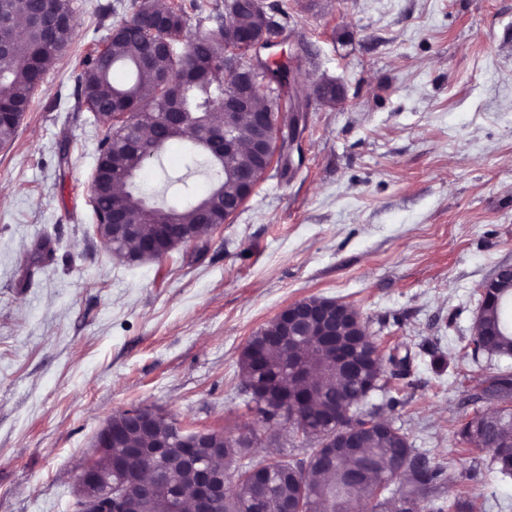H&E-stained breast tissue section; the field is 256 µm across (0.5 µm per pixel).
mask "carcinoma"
<instances>
[{"label":"carcinoma","mask_w":512,"mask_h":512,"mask_svg":"<svg viewBox=\"0 0 512 512\" xmlns=\"http://www.w3.org/2000/svg\"><path fill=\"white\" fill-rule=\"evenodd\" d=\"M0 10L13 23L57 20L73 15L71 0H3ZM224 15L216 28L191 35L187 29V12L181 5L160 4L158 0H140L133 16L118 23L105 45L84 62L78 78L80 98L96 120L109 125L98 158L102 171L96 193L97 217L112 210V200L124 201L140 234L152 236L163 224H178L191 239L199 237L212 224H222L224 214L219 201L239 196L243 189L234 173L241 167L264 170V164L252 153L242 151L210 159L207 173L209 191L198 198L189 197L177 205L150 207L136 182L126 183V175L139 174L155 160L161 149L184 138V132L156 121L160 113L171 111L168 93L161 78L169 75L183 80L182 110L191 113L196 122L197 140L224 132V109L221 100L226 89L248 74L224 72V53L230 47L247 51V36L260 31L266 16L263 8L244 4H224ZM74 26L61 25L58 46L36 49L23 41L13 42L10 55L23 59L19 64L7 60L0 63V147L10 144L18 131L30 101L45 75L65 49ZM165 38L183 47L179 54L148 52V36ZM125 68L131 79L125 84L113 81L114 71ZM259 108L270 113L267 135L278 133L281 114L279 96L254 88ZM148 126L154 139L139 134ZM277 330L274 322L251 336L240 356L243 380L259 386H270L287 397L307 392L297 401V416L268 410L261 396L253 397L257 411L266 422L276 418L289 425L291 432L309 438L315 432L361 426L359 447L336 456L330 467L323 457L333 448L317 444L305 460H278L264 466L260 474L243 467L253 441L248 436H211L223 450L224 480L232 481L229 492L219 501L214 512H282L286 507L295 512H350L357 505L363 512H469V501L458 498L448 506L427 508L422 504L423 491H436L450 479L447 468L415 451L398 428L377 430L365 427L359 409V389L353 375L346 370L327 366L310 385L288 373L304 358V354L286 344L271 345L268 337ZM472 353L512 359V321L505 322L494 306L483 308L476 321L471 340ZM360 385L378 382L383 366L367 362L362 366ZM349 392L344 406L336 405L335 392ZM177 420L161 419L153 434L126 440L130 448H149L157 437L178 439ZM464 442L491 453V468L504 477H512V414L492 409L473 418L458 431ZM406 466L410 488L393 490L389 482L396 477L395 468ZM175 484L178 495H190L193 478L188 473L167 477Z\"/></svg>","instance_id":"obj_1"}]
</instances>
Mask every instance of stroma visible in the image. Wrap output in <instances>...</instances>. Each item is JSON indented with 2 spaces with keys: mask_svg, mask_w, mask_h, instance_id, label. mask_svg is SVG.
<instances>
[{
  "mask_svg": "<svg viewBox=\"0 0 512 512\" xmlns=\"http://www.w3.org/2000/svg\"><path fill=\"white\" fill-rule=\"evenodd\" d=\"M272 60L306 87L302 157L270 169L224 224L128 263L89 202L105 126L78 93L85 57L136 0H72L74 35L13 142L0 147V512H80L76 483L106 419L153 407L202 431L246 432L254 462L315 440L263 422L241 352L285 306L352 305L380 346L377 412L434 462L440 498L512 512V479L457 433L489 411L483 381L512 360L469 348L480 286L512 264V0H264ZM176 141L140 181L149 205L195 195Z\"/></svg>",
  "mask_w": 512,
  "mask_h": 512,
  "instance_id": "obj_1",
  "label": "stroma"
}]
</instances>
